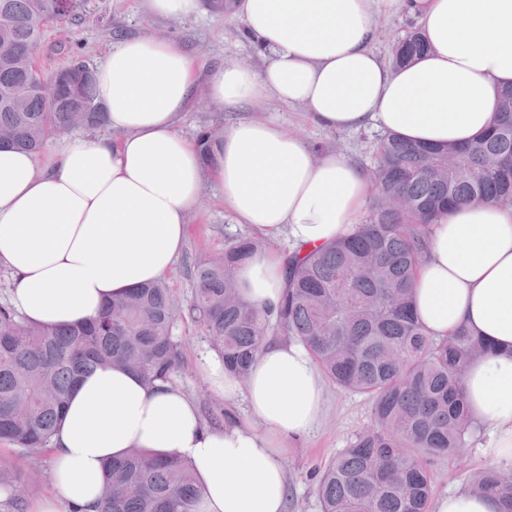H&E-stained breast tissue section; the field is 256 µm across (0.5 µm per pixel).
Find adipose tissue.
<instances>
[{"label":"adipose tissue","instance_id":"1","mask_svg":"<svg viewBox=\"0 0 512 512\" xmlns=\"http://www.w3.org/2000/svg\"><path fill=\"white\" fill-rule=\"evenodd\" d=\"M243 37L263 60L234 61L207 82L216 108L266 96L304 106L331 130L375 124L399 138L460 146L491 126L512 87V0H237ZM417 18L427 51L392 66L374 50L379 14ZM109 135L64 134L47 159L0 147V266L10 302L56 328L97 316L103 303L163 279L179 259L191 213L213 183L237 223L268 242L238 270L244 295L275 308L286 284V238L305 251L357 227L374 190L345 155L315 151L273 121L225 126L215 159L179 131L198 82L174 39L116 41L96 70ZM413 310L429 336L467 326L493 345L465 375L466 404L487 431L484 455L512 465V204L467 202L432 224L412 281ZM201 369L247 422L204 424L175 383H147L105 366L72 392L51 439L52 495L31 512H97L103 464L130 449L192 465L198 512H285L280 464L288 441L318 421L323 389L299 344L270 340L247 381L214 355Z\"/></svg>","mask_w":512,"mask_h":512}]
</instances>
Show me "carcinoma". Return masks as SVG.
<instances>
[{
  "label": "carcinoma",
  "instance_id": "cac0c4a2",
  "mask_svg": "<svg viewBox=\"0 0 512 512\" xmlns=\"http://www.w3.org/2000/svg\"><path fill=\"white\" fill-rule=\"evenodd\" d=\"M79 4L0 0V143L38 152L55 135L105 128L94 95L95 69L79 58L52 74L44 99L30 50L46 23L77 21ZM426 49L413 33L395 48L396 66ZM372 206L338 242L287 259V283L273 311L247 300L236 271L264 247L237 236L194 263L190 313L224 366L244 379L263 346L280 337L302 345L332 383L368 395L373 425L316 477L322 512H427L432 492L423 458L453 457L472 432L464 389L470 363L489 346L461 326L442 340L426 335L411 309V282L431 224L468 201L512 203V88L490 130L463 146H429L385 136L370 171ZM175 303L165 282H148L107 302L96 318L49 329L0 305V441L35 454L46 449L78 378L119 365L147 382L178 371ZM509 467L481 470L468 485L512 512ZM28 477L0 468V505L25 512ZM192 467L136 448L105 465L100 512H197Z\"/></svg>",
  "mask_w": 512,
  "mask_h": 512
}]
</instances>
